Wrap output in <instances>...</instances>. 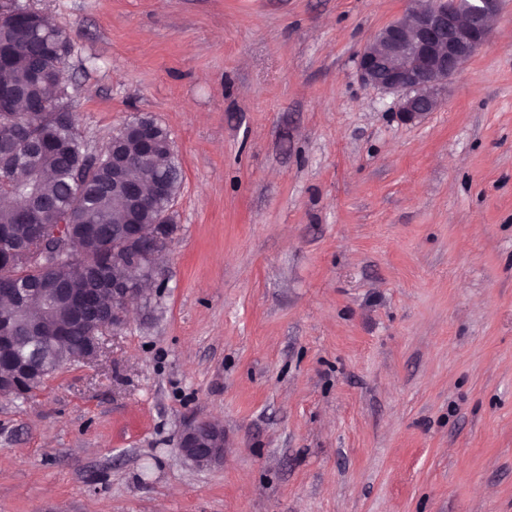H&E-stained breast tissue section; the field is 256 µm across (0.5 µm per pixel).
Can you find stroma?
Listing matches in <instances>:
<instances>
[{
	"instance_id": "1",
	"label": "stroma",
	"mask_w": 512,
	"mask_h": 512,
	"mask_svg": "<svg viewBox=\"0 0 512 512\" xmlns=\"http://www.w3.org/2000/svg\"><path fill=\"white\" fill-rule=\"evenodd\" d=\"M25 3L183 181L150 303L0 397V512H512V0L420 123L357 74L407 0ZM180 458L196 468H208L224 457V430L209 420L184 426L178 438Z\"/></svg>"
}]
</instances>
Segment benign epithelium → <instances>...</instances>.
I'll use <instances>...</instances> for the list:
<instances>
[{
  "label": "benign epithelium",
  "instance_id": "obj_1",
  "mask_svg": "<svg viewBox=\"0 0 512 512\" xmlns=\"http://www.w3.org/2000/svg\"><path fill=\"white\" fill-rule=\"evenodd\" d=\"M504 0H409L406 10L382 27L362 46L358 54L361 80L374 88L400 95L397 110L401 118L414 123L437 111L448 82L459 72L461 63L485 45L491 36L492 19L503 9ZM112 156V173L125 178L131 165L118 151L117 138L104 150ZM170 235L157 232L151 253L153 287L161 286L156 260L166 249ZM132 277L121 288H112V309H102L89 337L76 359L90 363L101 351L99 331L106 326L118 328L126 321L129 305L148 298L140 287L145 271L141 257L125 252ZM25 288L0 290V322H10L29 304ZM31 332L53 343L64 338L62 323H36ZM180 458L196 467L208 468L224 457V430L209 420L184 426L178 438Z\"/></svg>",
  "mask_w": 512,
  "mask_h": 512
}]
</instances>
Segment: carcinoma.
Masks as SVG:
<instances>
[{"label":"carcinoma","mask_w":512,"mask_h":512,"mask_svg":"<svg viewBox=\"0 0 512 512\" xmlns=\"http://www.w3.org/2000/svg\"><path fill=\"white\" fill-rule=\"evenodd\" d=\"M15 50L0 71L3 82L20 97L0 110V192L18 202L0 207V230L9 234L8 254L17 280L30 288L52 285L67 292L110 288L125 276L123 258L112 254V237L128 224L150 228L165 223L167 200L142 202L131 185L112 179L107 158L91 156L79 135L75 113L66 112L67 89L60 73L71 51L70 37L41 14L20 33L0 12V45ZM35 101L42 111L29 112ZM163 180L168 197L183 181L168 135L160 133L148 160L138 163L136 180L146 186ZM44 317L39 296L25 316L14 321V335L28 336L27 321ZM85 327L75 326L67 344L55 348L29 339L0 361V370L26 363L34 351L42 359L64 365L67 353L83 347Z\"/></svg>","instance_id":"cac0c4a2"}]
</instances>
